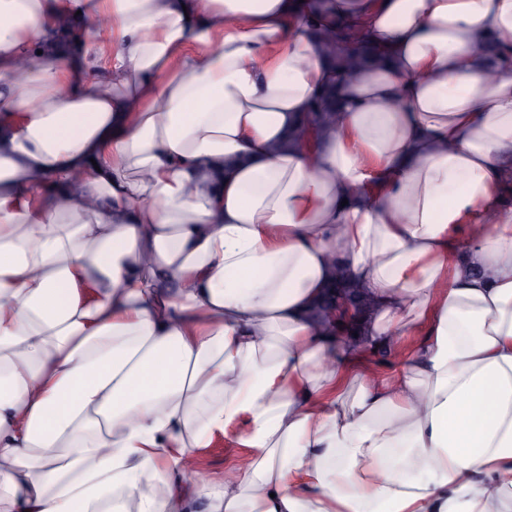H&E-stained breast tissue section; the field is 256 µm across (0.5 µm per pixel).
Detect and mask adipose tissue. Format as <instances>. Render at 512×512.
I'll use <instances>...</instances> for the list:
<instances>
[{"instance_id":"1","label":"adipose tissue","mask_w":512,"mask_h":512,"mask_svg":"<svg viewBox=\"0 0 512 512\" xmlns=\"http://www.w3.org/2000/svg\"><path fill=\"white\" fill-rule=\"evenodd\" d=\"M305 9L0 0V512H512V0ZM317 33L333 64L344 73H351L364 63L384 57L383 51L367 41L364 28L355 19L335 27L321 25ZM338 102L334 88H327L311 102L308 112L288 132L284 147L311 148L320 144L323 130L336 118ZM332 288H341L343 291L345 292H349L351 293L357 303H358V306H359V309H360V312H361V318L360 320L358 321V323L367 315L368 311H369V307H370V304L368 302L367 299L365 298H362L360 297L359 295L355 294L354 292V289L346 282L344 281L342 278H338L336 279L328 288L327 290L325 291V293L323 294V296L318 300V302L315 304L314 308H313V311H312V316L316 319V321L321 325L323 326L325 329L327 330H331L330 328V324L328 323V321H326L325 319L321 318V315H322V312L323 310L325 309L324 307V303H325V298L328 294V292L332 289ZM357 323V325H358ZM356 325V326H357ZM356 326L352 329L351 332H353L356 328ZM350 332V333H351ZM328 306L333 320L337 322L342 321V324H339L341 329H344L352 322L355 309L342 294H333L328 301ZM237 427L228 430L224 437L215 440L212 448H206L198 457L197 469L207 480H219L224 469L241 466L249 456L250 449L235 448L233 440Z\"/></svg>"}]
</instances>
